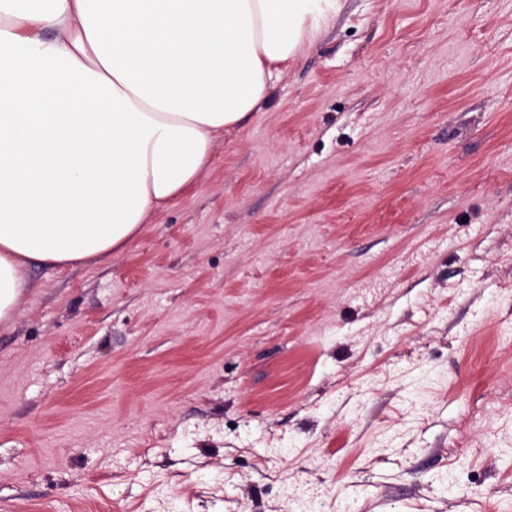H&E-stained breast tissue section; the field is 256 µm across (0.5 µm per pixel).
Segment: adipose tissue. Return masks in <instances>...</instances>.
<instances>
[{"instance_id": "obj_1", "label": "adipose tissue", "mask_w": 512, "mask_h": 512, "mask_svg": "<svg viewBox=\"0 0 512 512\" xmlns=\"http://www.w3.org/2000/svg\"><path fill=\"white\" fill-rule=\"evenodd\" d=\"M343 3L0 0V324L31 263L109 259L197 183Z\"/></svg>"}]
</instances>
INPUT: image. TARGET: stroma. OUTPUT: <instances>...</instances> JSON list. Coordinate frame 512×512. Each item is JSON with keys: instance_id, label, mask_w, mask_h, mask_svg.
Masks as SVG:
<instances>
[{"instance_id": "1", "label": "stroma", "mask_w": 512, "mask_h": 512, "mask_svg": "<svg viewBox=\"0 0 512 512\" xmlns=\"http://www.w3.org/2000/svg\"><path fill=\"white\" fill-rule=\"evenodd\" d=\"M0 325V512H512V0H345L122 253Z\"/></svg>"}]
</instances>
